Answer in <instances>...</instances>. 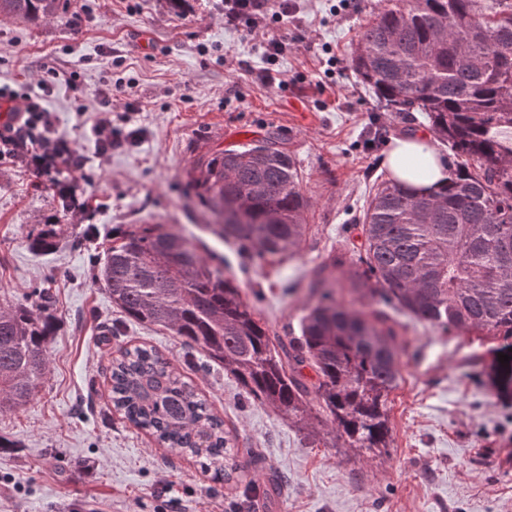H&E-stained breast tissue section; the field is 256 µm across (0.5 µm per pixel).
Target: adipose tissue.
Returning <instances> with one entry per match:
<instances>
[{
	"instance_id": "adipose-tissue-1",
	"label": "adipose tissue",
	"mask_w": 512,
	"mask_h": 512,
	"mask_svg": "<svg viewBox=\"0 0 512 512\" xmlns=\"http://www.w3.org/2000/svg\"><path fill=\"white\" fill-rule=\"evenodd\" d=\"M415 156L424 157L426 165L422 170L412 171L400 168L401 160ZM394 179L417 191H433L445 185L448 171L432 145L427 133H416L394 139L383 159Z\"/></svg>"
}]
</instances>
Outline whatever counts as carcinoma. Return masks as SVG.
<instances>
[{"label":"carcinoma","instance_id":"obj_1","mask_svg":"<svg viewBox=\"0 0 512 512\" xmlns=\"http://www.w3.org/2000/svg\"><path fill=\"white\" fill-rule=\"evenodd\" d=\"M67 0H0V16H56ZM357 77L388 112H422L455 160L435 194L389 179L362 211L364 254L352 286L360 306L336 298V260L311 271L299 335H270L237 280L198 251L192 237L160 224L112 235L97 276L124 317L170 330L224 367L248 398L306 429L312 402L337 441L359 455L390 447V395L400 352L383 310L392 306L445 331H485L512 357V0H385L351 56ZM188 191L214 217L211 232L251 261L295 255L308 200L285 146L265 139L199 159ZM56 225L30 243L55 244ZM19 304L0 307V410L27 403L48 371L54 319ZM312 367L316 380L304 374ZM496 386L512 392V360L494 362ZM115 410L158 443L199 458L226 483L238 470L224 419L155 348L112 359Z\"/></svg>","mask_w":512,"mask_h":512}]
</instances>
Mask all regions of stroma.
Segmentation results:
<instances>
[{
	"instance_id": "stroma-1",
	"label": "stroma",
	"mask_w": 512,
	"mask_h": 512,
	"mask_svg": "<svg viewBox=\"0 0 512 512\" xmlns=\"http://www.w3.org/2000/svg\"><path fill=\"white\" fill-rule=\"evenodd\" d=\"M381 0H296L271 33L288 41L281 90L265 84L261 31L224 19V0H72L32 23L0 17V84L53 77L44 105L58 135L87 157L70 174L71 196L23 163L0 165V304L37 307L49 289L57 329L49 368L33 400L0 413V512H512V396L492 386L495 341L393 315L401 380L391 395L392 442L359 456L329 436L309 441L274 408L247 400L223 368L162 328L123 319L97 278L122 224H161L195 235L203 257L219 253L246 302L272 334L299 333L307 291L301 276L335 258L352 265L358 219L383 165L386 128L395 138L427 132L421 113L383 110L350 67L359 32ZM153 52H143L139 38ZM123 82L113 115L130 114L137 145L94 156L77 127L106 81ZM279 131L309 200L297 255L247 261L206 229L185 198L201 156ZM92 206L74 222L73 199ZM60 222L56 247L29 241ZM155 347L213 405L235 437L239 476L212 480L194 458L158 445L116 412L113 357ZM280 478L272 489V478Z\"/></svg>"
}]
</instances>
